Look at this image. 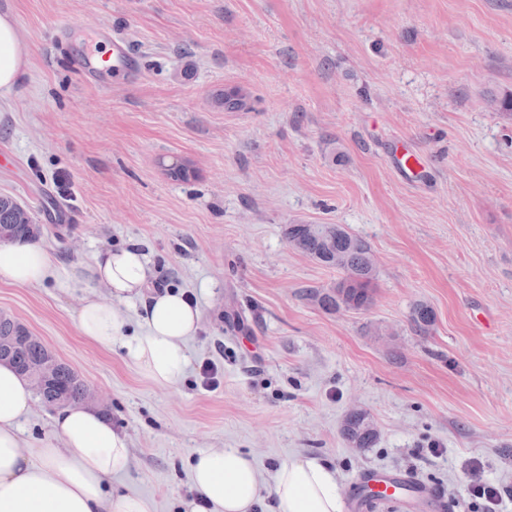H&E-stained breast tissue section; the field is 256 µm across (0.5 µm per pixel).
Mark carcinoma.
I'll use <instances>...</instances> for the list:
<instances>
[{
  "instance_id": "carcinoma-1",
  "label": "carcinoma",
  "mask_w": 512,
  "mask_h": 512,
  "mask_svg": "<svg viewBox=\"0 0 512 512\" xmlns=\"http://www.w3.org/2000/svg\"><path fill=\"white\" fill-rule=\"evenodd\" d=\"M39 232L31 212L21 211L16 199L0 196V243L31 241ZM287 237L289 244L299 252L342 273L336 287L328 290L311 289L306 292V299L326 312L360 310L373 303L375 287L372 252L363 238L348 232L339 224H290ZM410 323L414 331L427 332L434 323L432 309L425 304L414 306ZM25 333L23 324L0 313V357L23 366L27 354L39 352L38 345L26 350L19 347L18 337ZM34 391L48 406L62 400L84 401L90 397V390L80 374L61 360ZM342 433L346 441L358 448H372L378 440V434L369 425L366 415L359 411L347 415Z\"/></svg>"
}]
</instances>
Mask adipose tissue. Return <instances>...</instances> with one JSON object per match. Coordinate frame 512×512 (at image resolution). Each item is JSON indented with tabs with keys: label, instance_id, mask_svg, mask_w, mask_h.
Masks as SVG:
<instances>
[{
	"label": "adipose tissue",
	"instance_id": "adipose-tissue-1",
	"mask_svg": "<svg viewBox=\"0 0 512 512\" xmlns=\"http://www.w3.org/2000/svg\"><path fill=\"white\" fill-rule=\"evenodd\" d=\"M30 55L13 15L0 12V112L10 111ZM148 279L146 255L135 245L65 272L41 244H0L1 281L26 288L105 285L111 302L88 296L77 312L81 335L107 349L121 345L128 366L157 386L174 387L186 376L201 309L181 292L147 293ZM129 300L142 304L143 334L127 332L118 305ZM32 406L28 381L0 364V512H153L149 499L112 485L129 471L132 454L127 435L108 417L85 406L62 409L49 437L25 453L21 424ZM190 463L195 494L180 500V512H254L264 490L251 458L234 448L198 450ZM270 493L272 512H341L333 472L314 459L281 463Z\"/></svg>",
	"mask_w": 512,
	"mask_h": 512
}]
</instances>
